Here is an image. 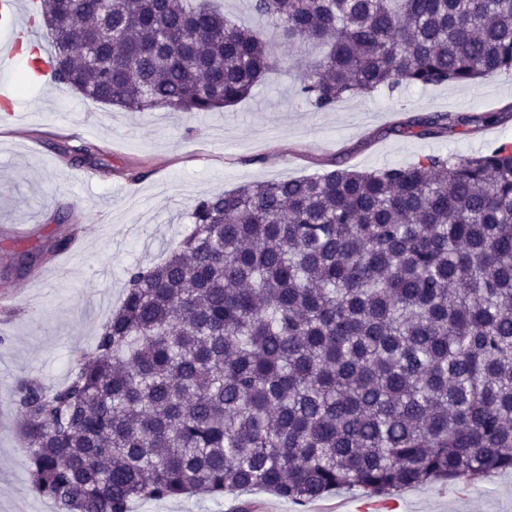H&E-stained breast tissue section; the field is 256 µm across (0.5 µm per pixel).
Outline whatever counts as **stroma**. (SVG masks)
Masks as SVG:
<instances>
[{
	"label": "stroma",
	"mask_w": 512,
	"mask_h": 512,
	"mask_svg": "<svg viewBox=\"0 0 512 512\" xmlns=\"http://www.w3.org/2000/svg\"><path fill=\"white\" fill-rule=\"evenodd\" d=\"M238 24L285 56L291 78L273 77L236 105L213 112H128L85 99L65 86L18 89L0 112V512H45L29 485L13 386L36 379L63 384L122 302L126 270L166 254L189 226L198 199L253 181H279L333 170L337 154L357 170L408 164L420 155L468 156L512 138V120L474 135L405 139L389 134L395 113H468L512 103V72L470 85L381 90L318 112L294 96V75L312 57L286 55L275 29L249 0H214ZM99 154L75 164L69 148ZM112 234L99 236L102 215ZM83 240L19 271L27 252L49 249L62 233ZM396 512H512V472L462 488L454 482L393 495ZM239 499L180 497L138 502L133 512H237Z\"/></svg>",
	"instance_id": "stroma-1"
}]
</instances>
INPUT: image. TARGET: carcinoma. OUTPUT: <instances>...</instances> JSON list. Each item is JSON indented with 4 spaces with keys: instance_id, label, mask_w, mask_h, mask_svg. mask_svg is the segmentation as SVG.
Listing matches in <instances>:
<instances>
[{
    "instance_id": "cac0c4a2",
    "label": "carcinoma",
    "mask_w": 512,
    "mask_h": 512,
    "mask_svg": "<svg viewBox=\"0 0 512 512\" xmlns=\"http://www.w3.org/2000/svg\"><path fill=\"white\" fill-rule=\"evenodd\" d=\"M298 53L318 112L381 89L512 71V0H250ZM51 76L143 112H212L282 59L204 0H41ZM112 25V38L102 30ZM429 112L397 136L497 121ZM65 384L13 393L33 493L55 512L255 490L386 498L512 471V140L200 199Z\"/></svg>"
}]
</instances>
